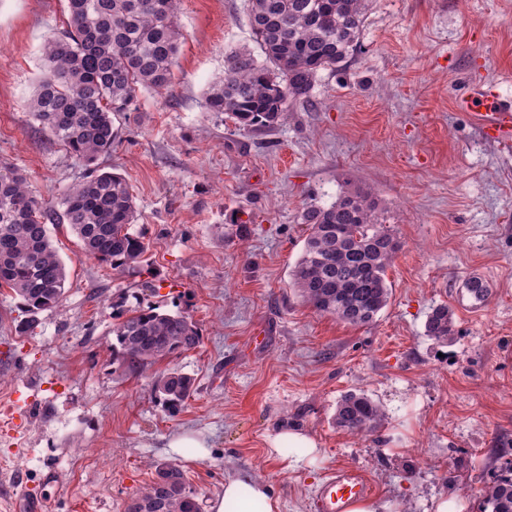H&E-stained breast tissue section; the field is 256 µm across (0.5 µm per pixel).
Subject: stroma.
Instances as JSON below:
<instances>
[{
  "mask_svg": "<svg viewBox=\"0 0 512 512\" xmlns=\"http://www.w3.org/2000/svg\"><path fill=\"white\" fill-rule=\"evenodd\" d=\"M67 20L66 0H0V166L54 207L90 168L120 174L150 269L116 274L55 220L62 306L30 325L0 288V400L23 409L0 422V512L24 489L45 512H124L162 462L178 464L207 507L247 474L278 512H307L324 474L345 465L388 512L439 501L482 512L485 488L512 470V145L485 140L456 100L469 85L512 100V0H371L360 51L320 72L309 102L270 131L206 107L226 51L258 48L247 0H183L172 85L115 119L112 150L91 167L26 107L42 44ZM355 186L373 188L400 243L388 303L363 326L316 312L291 286L302 211ZM473 274L490 286L481 305L462 288ZM118 302L188 315L201 341L128 374L112 354ZM440 304L457 328L444 343L425 334ZM172 371L194 381L173 417L152 399ZM350 393L385 413L370 435L335 425ZM294 428L318 446L296 470L273 446ZM182 433L203 451L169 449Z\"/></svg>",
  "mask_w": 512,
  "mask_h": 512,
  "instance_id": "stroma-1",
  "label": "stroma"
}]
</instances>
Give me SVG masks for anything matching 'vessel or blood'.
<instances>
[{
  "label": "vessel or blood",
  "mask_w": 512,
  "mask_h": 512,
  "mask_svg": "<svg viewBox=\"0 0 512 512\" xmlns=\"http://www.w3.org/2000/svg\"><path fill=\"white\" fill-rule=\"evenodd\" d=\"M458 105L469 113L486 140L512 144V104L504 102L495 89L482 87L460 97ZM374 493L372 483L358 469L339 466L329 471L309 501L311 512H352Z\"/></svg>",
  "instance_id": "vessel-or-blood-1"
}]
</instances>
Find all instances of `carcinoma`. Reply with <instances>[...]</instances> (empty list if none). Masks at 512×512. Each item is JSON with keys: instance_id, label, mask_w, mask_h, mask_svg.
<instances>
[{"instance_id": "obj_1", "label": "carcinoma", "mask_w": 512, "mask_h": 512, "mask_svg": "<svg viewBox=\"0 0 512 512\" xmlns=\"http://www.w3.org/2000/svg\"><path fill=\"white\" fill-rule=\"evenodd\" d=\"M69 19L60 36L45 40L44 66L28 110L55 141L78 160L94 162L115 139L113 119L146 90L168 88L182 38L181 0H67ZM369 0H248V17L264 61L246 47L230 51L224 74L211 86L207 109L247 130L282 124L288 107L308 100L318 74L343 66L358 49ZM61 219L79 238L84 254L119 275L148 265L149 244L130 232L136 221L126 180L102 172L70 187L60 199ZM51 210L28 190L17 170L0 167V288L19 299L28 323L61 305L66 268L47 227ZM301 221L311 226L292 271V286L317 312L354 326L367 325L389 298L387 269L399 249L380 221L369 187L344 191L328 206L311 205ZM463 288L476 303L489 289L477 276ZM425 333L436 341L456 335L448 306L432 309ZM112 351L132 372L156 360L196 348V324L182 313L154 307L132 310L112 325ZM193 380L170 372L152 388L155 403L170 415L182 411ZM385 419L363 394L336 405V426L365 436ZM490 512H512V477L502 476L484 493ZM124 512H202L183 471L163 464L154 480L125 505Z\"/></svg>"}]
</instances>
